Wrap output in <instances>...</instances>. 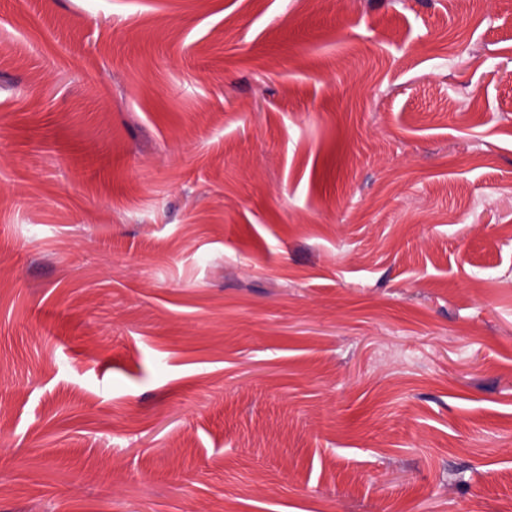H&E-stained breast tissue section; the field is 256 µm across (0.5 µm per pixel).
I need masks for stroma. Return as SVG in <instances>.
I'll list each match as a JSON object with an SVG mask.
<instances>
[{
	"instance_id": "obj_1",
	"label": "stroma",
	"mask_w": 512,
	"mask_h": 512,
	"mask_svg": "<svg viewBox=\"0 0 512 512\" xmlns=\"http://www.w3.org/2000/svg\"><path fill=\"white\" fill-rule=\"evenodd\" d=\"M512 0H0V512H503Z\"/></svg>"
}]
</instances>
